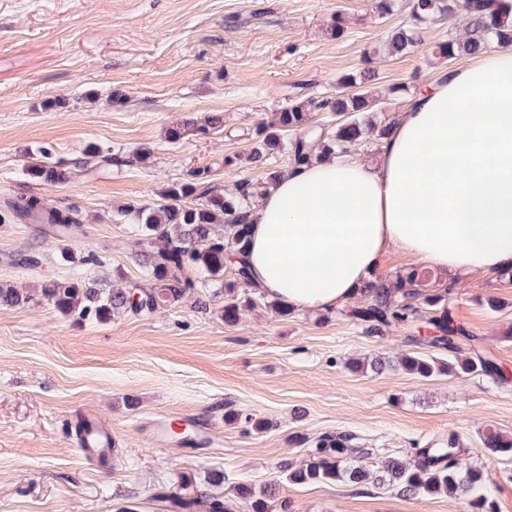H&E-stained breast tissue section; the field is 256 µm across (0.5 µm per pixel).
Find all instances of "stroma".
<instances>
[{"label":"stroma","instance_id":"35a3bbf8","mask_svg":"<svg viewBox=\"0 0 512 512\" xmlns=\"http://www.w3.org/2000/svg\"><path fill=\"white\" fill-rule=\"evenodd\" d=\"M346 20L332 32L336 16ZM408 0L381 15L373 0H0V283L32 291L50 279L109 276L143 283L136 225L118 208H151L170 184L209 171L208 185L232 190L260 171L246 155L265 114L297 99L335 95L350 72H376L369 92L395 117L439 59L434 45L461 21L424 25L410 53L385 57L387 32L412 24ZM219 113L224 125L180 141L168 129L187 115ZM116 163L81 168L88 145ZM69 166L68 183L31 180L41 149ZM150 159H134L137 149ZM35 194L77 209L82 229L62 242L42 225L6 216L8 201ZM95 252L101 265L66 264L61 247ZM497 307H489V299ZM223 297L189 296L162 314L77 321L44 303L0 310V512H158L161 493L196 494L220 473L226 497L238 483L260 487L282 459L312 458L319 436L352 434L374 459H409L457 431L464 460L484 466L497 512H512V461L490 459L482 432L512 436V281L465 277L452 311L482 338L501 373L421 379L400 369L353 373L345 364L386 350L419 351L406 332L363 334L346 306L282 317L264 299L225 325ZM233 409L270 422L265 432L224 421ZM96 414L116 453L80 451L71 425ZM199 414L212 445L161 446L152 427ZM293 433L303 445L290 443ZM292 512H468L446 495L405 498L369 485L280 480Z\"/></svg>","mask_w":512,"mask_h":512}]
</instances>
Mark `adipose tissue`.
Segmentation results:
<instances>
[{
	"label": "adipose tissue",
	"mask_w": 512,
	"mask_h": 512,
	"mask_svg": "<svg viewBox=\"0 0 512 512\" xmlns=\"http://www.w3.org/2000/svg\"><path fill=\"white\" fill-rule=\"evenodd\" d=\"M252 283L327 311L397 247L448 281L512 270V49L438 66L376 159L291 168L250 210Z\"/></svg>",
	"instance_id": "adipose-tissue-1"
}]
</instances>
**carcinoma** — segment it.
Returning <instances> with one entry per match:
<instances>
[{
	"label": "carcinoma",
	"mask_w": 512,
	"mask_h": 512,
	"mask_svg": "<svg viewBox=\"0 0 512 512\" xmlns=\"http://www.w3.org/2000/svg\"><path fill=\"white\" fill-rule=\"evenodd\" d=\"M502 0H412L410 10L416 25L391 29L384 41L388 56L408 53L420 42L418 25L441 16L457 14L465 20V35L448 34L433 53L445 61L460 56L484 53L492 44L512 46V9H501ZM374 73L366 69L348 73L339 80L335 96L295 101L278 112L260 120L254 131V146L247 154L252 167L260 168L273 154L288 153L290 165H308L314 159L351 152L367 139L381 141L389 133L392 122L377 118V100L367 92L353 88L371 81ZM316 112H329L336 117L331 128L313 120ZM224 117L219 113L204 117V123L185 119L170 127L172 141L182 139L191 131L207 133L221 128ZM292 135L287 141L284 135ZM44 161L27 170L39 183L56 184L70 178L67 168L51 161V151L39 149ZM208 170L194 172L191 181L176 182L164 191L166 203L157 208L125 206L124 217L137 224L141 238L139 262L149 280L146 286L132 289L110 288L107 279L46 281L33 294L9 284H0V309L24 307L43 301L59 313L84 321L106 323L125 313L148 312L178 305L190 294H200L211 283L224 291L222 317L224 324L235 325L244 307L254 304L248 273L242 264L228 266L227 258L242 256L249 233L248 210L262 194L282 176L280 171L265 173L262 179L246 180L224 194L208 188L199 191ZM10 214L36 224L47 225L57 238H68L80 220L73 210L47 206L37 195H22L7 203ZM231 268L232 279L224 280V271ZM202 277L195 279L191 271ZM430 274L418 268H407L389 277H379L366 286L364 299L348 312L351 321L370 337L382 338L392 327L410 332L414 340H424L438 355L404 353L390 362L381 356L352 360L347 369L355 373H379L387 368L401 369L427 379L437 373L450 376L482 372L496 376L497 363L480 349V338L456 322L451 309L453 288L428 289ZM228 423L244 422L250 430L261 433L267 421L252 415L242 416L234 410L224 413ZM352 437L336 432L321 436L312 461L295 465L288 459L277 464L276 478L257 489L248 483L235 488L237 497L245 500L250 512H290L288 501H278L275 486L284 477L288 482L303 485L316 482H343L353 486L369 484L375 488L396 490L408 498L444 493L463 498L471 512H496L493 492L488 485L484 467L460 462L463 452L459 434L448 432V438L417 448L414 459L407 462L387 456L370 469L363 459L372 455L369 448H354ZM481 446L496 460L512 457V437L494 430L481 434ZM167 512H234L232 501L222 495L171 496L158 495Z\"/></svg>",
	"instance_id": "cac0c4a2"
}]
</instances>
